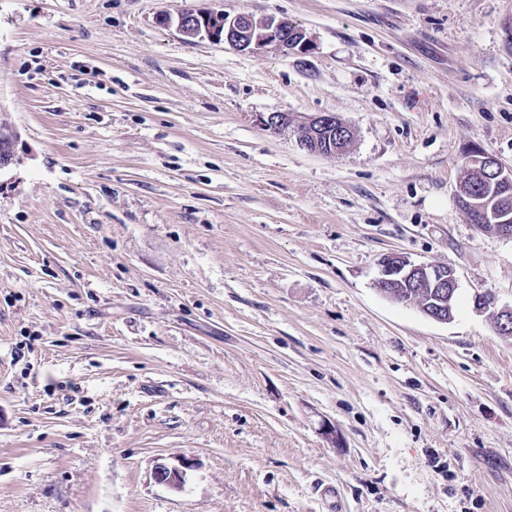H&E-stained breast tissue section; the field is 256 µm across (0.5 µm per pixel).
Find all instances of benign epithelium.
Wrapping results in <instances>:
<instances>
[{"instance_id":"benign-epithelium-1","label":"benign epithelium","mask_w":512,"mask_h":512,"mask_svg":"<svg viewBox=\"0 0 512 512\" xmlns=\"http://www.w3.org/2000/svg\"><path fill=\"white\" fill-rule=\"evenodd\" d=\"M177 28L188 38L224 42L245 52H254L268 45L275 46L285 55L304 53L308 49L304 30L298 28L290 37L285 22L272 18L256 20L241 14L230 19L222 10L191 8L178 15ZM292 123L293 117L287 112H273L262 118V124L274 132L285 130ZM325 131L337 133L342 141L352 136L351 128L330 113L311 116L295 126L297 140L306 149ZM471 163L481 170L495 172L499 180L512 184V167L495 157L478 153L472 157ZM379 267L376 285L384 296L399 303H410L417 298L427 317L443 323L451 321L459 288L452 268L416 264L400 254L384 257ZM154 475L158 482L175 488L181 487L184 480L183 472L164 463L156 465Z\"/></svg>"}]
</instances>
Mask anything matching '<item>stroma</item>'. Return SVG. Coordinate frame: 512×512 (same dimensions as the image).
Masks as SVG:
<instances>
[{
  "instance_id": "35a3bbf8",
  "label": "stroma",
  "mask_w": 512,
  "mask_h": 512,
  "mask_svg": "<svg viewBox=\"0 0 512 512\" xmlns=\"http://www.w3.org/2000/svg\"><path fill=\"white\" fill-rule=\"evenodd\" d=\"M287 21L299 56L189 39ZM331 112L312 153L261 123ZM0 512H512V0H0ZM455 270L452 321L376 286ZM164 463L180 489L159 483ZM177 28L188 38L224 42L239 51L254 52L268 45L286 56L308 51L309 42L303 29L294 28L292 42L285 22L272 18L255 20L241 14L229 19L224 10L191 8L178 15ZM471 163L481 170L494 171L499 180L511 183L512 185V167L502 164L495 157L485 153H478L472 157ZM496 177L492 172H472L468 167L467 173L463 178L462 185L468 189L473 202L481 204L490 214L491 211L497 212L499 207L500 188L495 183Z\"/></svg>"
}]
</instances>
